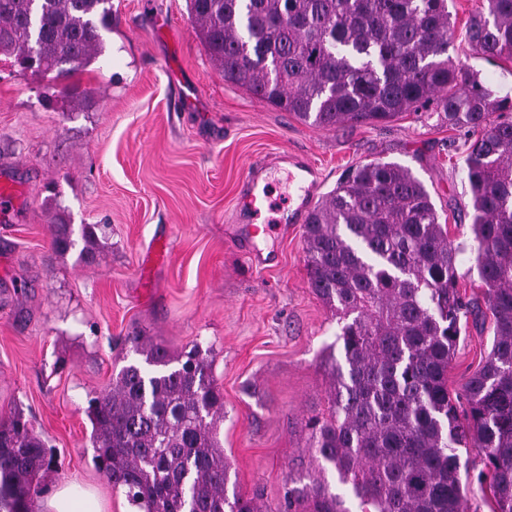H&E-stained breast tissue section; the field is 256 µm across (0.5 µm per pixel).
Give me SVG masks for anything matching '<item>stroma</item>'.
Listing matches in <instances>:
<instances>
[{
  "mask_svg": "<svg viewBox=\"0 0 512 512\" xmlns=\"http://www.w3.org/2000/svg\"><path fill=\"white\" fill-rule=\"evenodd\" d=\"M106 49L75 76L87 104L72 111L49 80L0 60V166L20 206L0 221V417L22 411L58 468L44 493L80 481L112 512H131L93 461L87 400L136 355L127 338L151 336L171 352L211 348L224 391L219 427L238 490L279 502L287 475L320 471L348 512L358 499L333 468H320L306 423L327 414L322 363L334 345L333 311L312 291L303 227L282 206L242 210L250 162L270 168L274 196L291 193L281 154L316 167L317 196L349 167L408 166L423 181L450 237L469 235L472 207L463 142L437 115L405 113L354 128H318L253 100L207 57L186 0H111ZM192 96L174 104L172 75ZM102 224L95 262L52 253L49 218ZM267 226L270 262L252 265L238 226ZM489 315L469 317L448 368L463 392L489 352Z\"/></svg>",
  "mask_w": 512,
  "mask_h": 512,
  "instance_id": "1",
  "label": "stroma"
}]
</instances>
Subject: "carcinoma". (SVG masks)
I'll use <instances>...</instances> for the list:
<instances>
[{"label":"carcinoma","instance_id":"obj_1","mask_svg":"<svg viewBox=\"0 0 512 512\" xmlns=\"http://www.w3.org/2000/svg\"><path fill=\"white\" fill-rule=\"evenodd\" d=\"M110 0H0V56L23 72L70 79L104 48ZM224 80L316 127L439 112L464 129L470 235L455 242L424 183L394 162L352 168L304 225L310 287L341 324L343 361L325 360L332 411L308 429L318 459L365 512H469L459 449L476 447L496 512H512V88L492 90L453 59L448 0H187ZM464 39L489 62L512 61V0H487ZM80 225L79 259L99 249ZM73 249V225L50 224ZM475 254L484 304L459 289L457 256ZM486 307L490 352L462 399L448 391L460 320ZM144 364L123 367L88 401L93 459L135 512H346L316 474L287 476L265 508L229 490L218 430L224 391L198 345L178 356L130 336ZM55 468L21 414L0 419V512H33Z\"/></svg>","mask_w":512,"mask_h":512}]
</instances>
